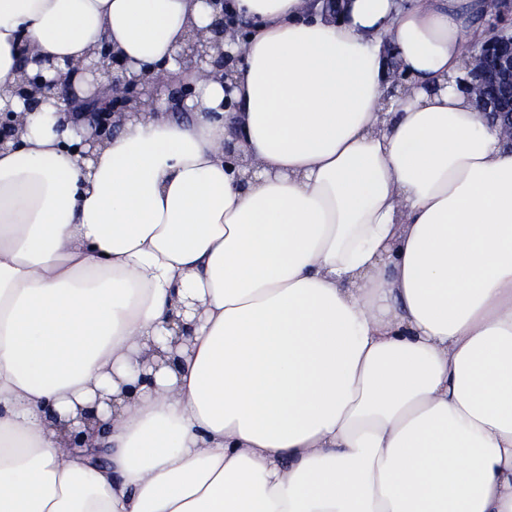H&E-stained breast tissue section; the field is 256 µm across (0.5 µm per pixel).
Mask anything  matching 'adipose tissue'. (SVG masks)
Wrapping results in <instances>:
<instances>
[{
	"instance_id": "ef3b65f1",
	"label": "adipose tissue",
	"mask_w": 512,
	"mask_h": 512,
	"mask_svg": "<svg viewBox=\"0 0 512 512\" xmlns=\"http://www.w3.org/2000/svg\"><path fill=\"white\" fill-rule=\"evenodd\" d=\"M484 5L230 0L227 87L178 60L205 0H0V512H512V146L456 84ZM100 43L195 95L84 159L16 78L90 96Z\"/></svg>"
}]
</instances>
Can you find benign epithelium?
Listing matches in <instances>:
<instances>
[{
  "label": "benign epithelium",
  "mask_w": 512,
  "mask_h": 512,
  "mask_svg": "<svg viewBox=\"0 0 512 512\" xmlns=\"http://www.w3.org/2000/svg\"><path fill=\"white\" fill-rule=\"evenodd\" d=\"M206 2L216 10L213 21L205 29L190 31L179 57L220 76L226 83L233 77L236 59L224 51V39L228 29L235 26V20L227 14L224 0ZM492 4L494 12L489 19L512 21V0H492ZM86 69L105 78V83L91 97H79L66 74L42 84L43 98L53 96L75 118L89 119L92 132L83 141L89 146V151L82 153L84 158L90 156V151L112 133L115 119L155 108L164 94L174 111L184 112L186 101L194 95L189 84H164L145 74L127 75V68L111 55L105 45L93 49ZM19 74L17 92L25 97L26 110L32 112L40 106L42 98L25 90L33 80L22 69ZM459 85L470 94L480 111L494 121H501L503 136L512 141V27L497 29L491 39L480 45V50L468 62L466 78ZM19 122L17 113L1 112L0 141L15 132Z\"/></svg>",
  "instance_id": "7a95c632"
}]
</instances>
